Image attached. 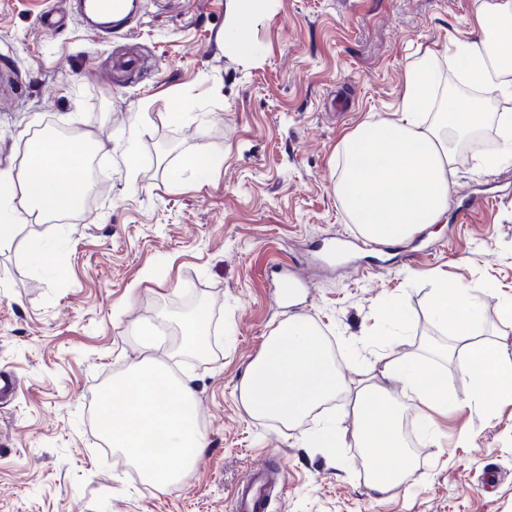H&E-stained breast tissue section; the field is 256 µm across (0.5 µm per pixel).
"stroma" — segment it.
I'll return each instance as SVG.
<instances>
[{
	"label": "stroma",
	"mask_w": 512,
	"mask_h": 512,
	"mask_svg": "<svg viewBox=\"0 0 512 512\" xmlns=\"http://www.w3.org/2000/svg\"><path fill=\"white\" fill-rule=\"evenodd\" d=\"M226 0H140L124 35H95L73 0H0V72L19 86L0 100V170L16 167L57 122L92 143L94 198L76 218L28 216L0 249V512H235L259 465L285 487L264 512H512V400L482 401L456 362L435 360L454 404L419 409L388 382L418 445L403 483L368 489L347 397L288 427L251 417L238 386L280 322H313L346 380L385 351L428 357L446 335L426 306L434 280L481 288L486 327L512 344L500 301L512 294V157L498 120L512 95L483 93L487 123L458 153L448 209L410 238L329 258V237L358 236L336 192L338 149L362 124L393 117L405 66L435 56L439 93L469 89L447 47L469 38L478 0H275L256 26L262 59L225 54ZM62 20L42 25L48 10ZM183 120L171 121L169 99ZM206 153L209 169H185ZM136 155L135 177L126 158ZM480 200L473 221L462 218ZM311 285L283 295L281 265ZM406 302L407 326L384 322ZM211 312L210 352L170 359L178 329L159 313ZM169 363L195 393L207 447L182 483L138 484L133 462L106 453L94 420L101 394L138 362ZM344 437L315 448L323 424Z\"/></svg>",
	"instance_id": "obj_1"
}]
</instances>
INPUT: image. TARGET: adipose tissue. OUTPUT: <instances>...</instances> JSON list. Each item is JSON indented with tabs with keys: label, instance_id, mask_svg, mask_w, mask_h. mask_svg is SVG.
I'll return each instance as SVG.
<instances>
[{
	"label": "adipose tissue",
	"instance_id": "adipose-tissue-1",
	"mask_svg": "<svg viewBox=\"0 0 512 512\" xmlns=\"http://www.w3.org/2000/svg\"><path fill=\"white\" fill-rule=\"evenodd\" d=\"M272 6V0H226L225 50L246 60L259 58L263 49L254 37V25L270 17ZM473 23L480 30H492V38L457 42L449 58L463 62V78L471 90L493 87L512 93V0H479ZM436 88L433 60L426 57L410 64L399 118L367 122L342 141L343 172L336 191L368 238H404L419 225L437 223L448 208L456 147L483 126L486 114L477 103L459 96L437 95ZM432 105L437 108L434 120H422L421 112ZM87 190L80 145L48 139L28 152L18 169L0 171V210L17 206L28 214H61L72 210ZM426 304L450 336L449 343L432 344L431 354L459 357L461 374L475 397L492 389L512 398V347L484 338L479 289L438 282ZM392 379L402 380L423 409H447V387L429 361L385 354L363 378L349 382L316 326L291 317L250 363L238 391L250 416L290 424L337 394H352L358 446L369 460L390 453L398 461L391 469L372 473L369 489L382 496L398 486L406 460L397 405L383 386ZM98 416L111 447L136 463L160 490L178 485L206 447L192 389L175 380L167 367L152 362L113 381L100 397Z\"/></svg>",
	"mask_w": 512,
	"mask_h": 512
}]
</instances>
